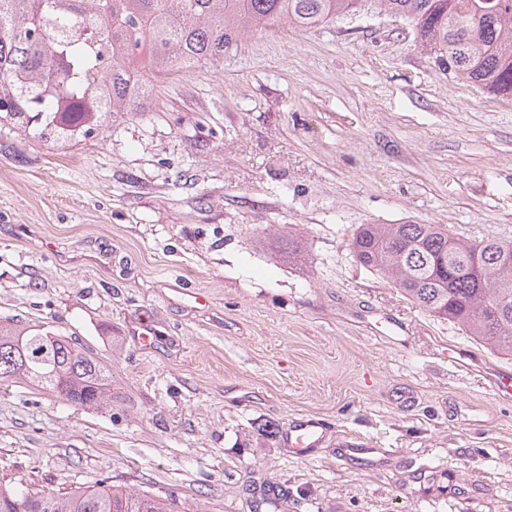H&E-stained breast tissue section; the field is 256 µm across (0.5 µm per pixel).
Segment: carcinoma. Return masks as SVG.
I'll return each mask as SVG.
<instances>
[{"mask_svg":"<svg viewBox=\"0 0 512 512\" xmlns=\"http://www.w3.org/2000/svg\"><path fill=\"white\" fill-rule=\"evenodd\" d=\"M381 10L411 26L434 62L512 100V0H0V128L65 148L112 115L150 109L155 86L275 23L310 30ZM360 267L388 279L429 314L512 356V246L440 224H362ZM496 302L497 311L487 310ZM21 380L87 409L112 407V371L50 329L0 324V381ZM288 485L268 481L277 507ZM25 497L30 512H180L166 494L103 484L68 495L0 485V512Z\"/></svg>","mask_w":512,"mask_h":512,"instance_id":"carcinoma-1","label":"carcinoma"}]
</instances>
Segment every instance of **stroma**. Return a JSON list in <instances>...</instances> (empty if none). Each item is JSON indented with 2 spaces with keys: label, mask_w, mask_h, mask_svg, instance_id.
<instances>
[{
  "label": "stroma",
  "mask_w": 512,
  "mask_h": 512,
  "mask_svg": "<svg viewBox=\"0 0 512 512\" xmlns=\"http://www.w3.org/2000/svg\"><path fill=\"white\" fill-rule=\"evenodd\" d=\"M362 224L512 242V100L387 14L264 28L70 148L1 130L0 322L89 349L114 402L0 382V484L254 512L272 479L302 491L278 512H512V398L482 381L512 358L355 266ZM303 415L387 466L298 459L281 432Z\"/></svg>",
  "instance_id": "35a3bbf8"
}]
</instances>
